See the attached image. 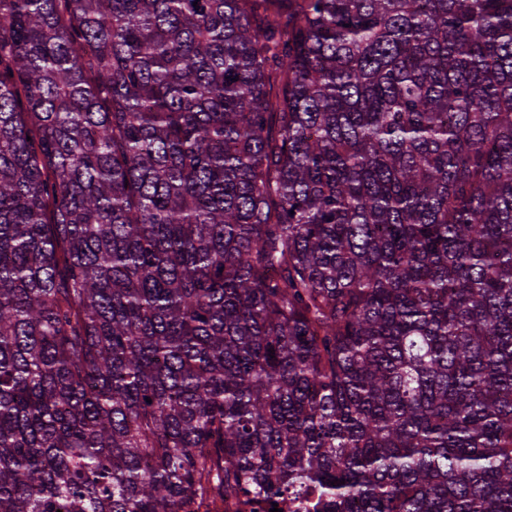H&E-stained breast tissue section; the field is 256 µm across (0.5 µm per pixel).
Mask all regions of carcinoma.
Listing matches in <instances>:
<instances>
[{"mask_svg": "<svg viewBox=\"0 0 512 512\" xmlns=\"http://www.w3.org/2000/svg\"><path fill=\"white\" fill-rule=\"evenodd\" d=\"M307 490L512 512V0H0V512Z\"/></svg>", "mask_w": 512, "mask_h": 512, "instance_id": "1", "label": "carcinoma"}]
</instances>
